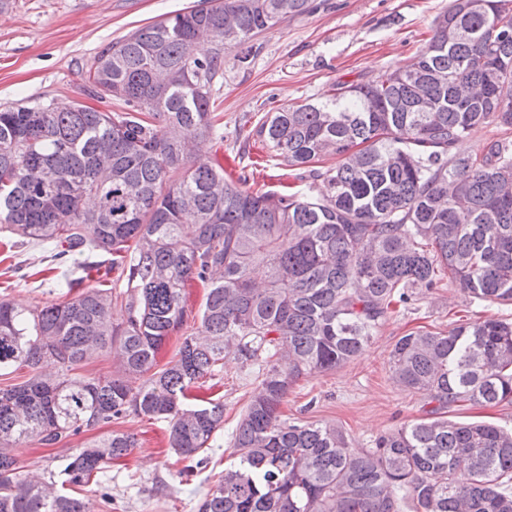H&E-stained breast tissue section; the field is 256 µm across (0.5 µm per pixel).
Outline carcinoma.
Masks as SVG:
<instances>
[{
	"mask_svg": "<svg viewBox=\"0 0 512 512\" xmlns=\"http://www.w3.org/2000/svg\"><path fill=\"white\" fill-rule=\"evenodd\" d=\"M506 2L452 0L411 64L265 114L256 134L297 179L321 182L316 196L247 188L194 156L223 128L224 53L246 62L256 36L312 0H199L107 45L85 79L115 111L0 109V224L17 245H51L52 264L106 253L120 272L110 285L60 280L75 292L60 302L0 299V377L31 373L0 388V512H95L66 487L128 456L137 438L119 425L136 417L166 422L178 459L207 465L224 401L199 391L230 358L257 364L261 380L235 429L239 459L198 512H512V429L448 419L460 403L512 402V322L400 337L393 380L435 406L362 452L336 423L281 411L299 377L357 357L420 288L446 277L479 302L512 305V147L457 151L479 124L512 127ZM192 281L206 288L196 315ZM109 354L112 376L77 373ZM111 423L60 471L21 473L22 444Z\"/></svg>",
	"mask_w": 512,
	"mask_h": 512,
	"instance_id": "cac0c4a2",
	"label": "carcinoma"
}]
</instances>
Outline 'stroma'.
<instances>
[{
  "label": "stroma",
  "instance_id": "obj_1",
  "mask_svg": "<svg viewBox=\"0 0 512 512\" xmlns=\"http://www.w3.org/2000/svg\"><path fill=\"white\" fill-rule=\"evenodd\" d=\"M195 0H0V107L73 102L96 106L85 94V71L106 45L132 31L193 6ZM451 0H314L312 12L284 21L255 38L249 64L224 55V77L216 93L224 114V137L202 139L200 155L227 162L225 178L253 179L268 189L288 184L287 167L264 164L255 135L271 108L326 97L339 82H367L386 69L409 64L431 37L434 18ZM0 224V298L22 306L56 299V274L47 268L45 245L11 246ZM512 320V305L488 306L457 284L422 291L380 328L362 353L334 371L300 377L282 407L289 420H329L343 426L354 448L371 447L381 434L428 416L427 395L390 378L389 357L396 341L423 327L445 331L480 317ZM258 369L228 362L214 394L224 398V429L207 467L190 475L166 445V423H131L138 445L109 464L102 485L82 497L109 492L120 512H197L210 475L236 463L232 433L258 386ZM82 437L16 451L23 471L45 473L64 462Z\"/></svg>",
  "mask_w": 512,
  "mask_h": 512
}]
</instances>
